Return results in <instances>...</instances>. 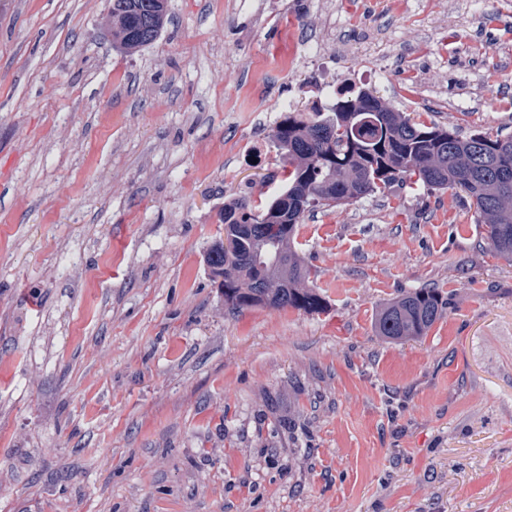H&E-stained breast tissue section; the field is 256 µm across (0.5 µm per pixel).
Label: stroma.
<instances>
[{
    "label": "stroma",
    "mask_w": 512,
    "mask_h": 512,
    "mask_svg": "<svg viewBox=\"0 0 512 512\" xmlns=\"http://www.w3.org/2000/svg\"><path fill=\"white\" fill-rule=\"evenodd\" d=\"M108 9L0 0V512H512V262L469 198L307 214L320 313H229L204 263L327 82L512 135V0H168L134 53ZM420 288L427 335L377 336ZM447 302L433 288H420L401 294L378 314L377 336L398 341L423 336L440 319Z\"/></svg>",
    "instance_id": "stroma-1"
}]
</instances>
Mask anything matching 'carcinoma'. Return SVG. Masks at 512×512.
I'll list each match as a JSON object with an SVG mask.
<instances>
[{
  "label": "carcinoma",
  "instance_id": "obj_1",
  "mask_svg": "<svg viewBox=\"0 0 512 512\" xmlns=\"http://www.w3.org/2000/svg\"><path fill=\"white\" fill-rule=\"evenodd\" d=\"M166 8V0H112V44L125 52L153 44L163 31ZM273 138L282 187L264 204L246 196L224 203V234L206 253L209 275L230 311H324L326 300L309 285L295 247L297 224L307 212L399 183L466 195L493 251L512 260L511 134L463 136L417 122L369 90L343 87L328 111L314 101L306 112L286 113ZM258 281L263 287H256ZM445 306L433 288L401 294L378 314L376 333L392 341L423 336Z\"/></svg>",
  "mask_w": 512,
  "mask_h": 512
}]
</instances>
